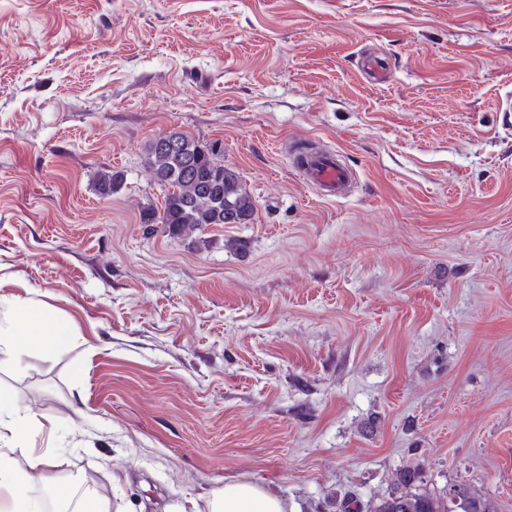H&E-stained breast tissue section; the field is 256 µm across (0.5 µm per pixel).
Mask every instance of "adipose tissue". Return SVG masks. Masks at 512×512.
I'll list each match as a JSON object with an SVG mask.
<instances>
[{
	"instance_id": "1",
	"label": "adipose tissue",
	"mask_w": 512,
	"mask_h": 512,
	"mask_svg": "<svg viewBox=\"0 0 512 512\" xmlns=\"http://www.w3.org/2000/svg\"><path fill=\"white\" fill-rule=\"evenodd\" d=\"M71 330L49 309L30 299H15L0 312V368L14 365L21 349L39 347L45 358H53L66 343ZM41 415L21 411L10 388L0 385V512H41L40 502L29 492L32 473H61L69 465L66 449L47 453L33 443L45 430ZM27 451L18 463L15 449ZM286 504L249 482H233L215 492L210 512H285Z\"/></svg>"
}]
</instances>
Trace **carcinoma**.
I'll list each match as a JSON object with an SVG mask.
<instances>
[{"label":"carcinoma","instance_id":"carcinoma-1","mask_svg":"<svg viewBox=\"0 0 512 512\" xmlns=\"http://www.w3.org/2000/svg\"><path fill=\"white\" fill-rule=\"evenodd\" d=\"M217 144H204L173 131L147 147V165L153 181L165 188L161 210L151 211L147 222L163 225L179 239L191 237L210 224H249L255 203L239 173L224 166ZM399 477V486L367 507L355 510L339 505L342 512H494L491 503L465 483L453 484L444 494L402 490L411 477Z\"/></svg>","mask_w":512,"mask_h":512}]
</instances>
